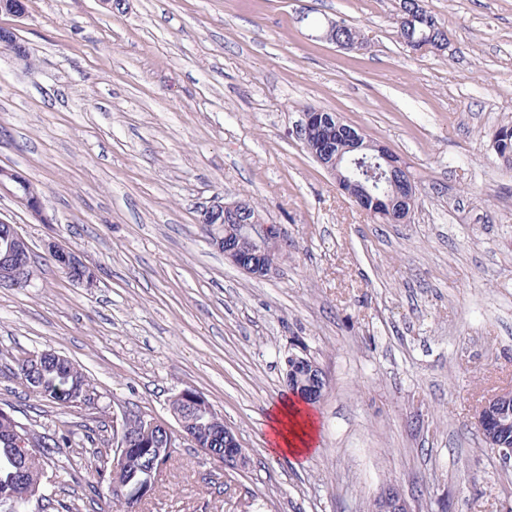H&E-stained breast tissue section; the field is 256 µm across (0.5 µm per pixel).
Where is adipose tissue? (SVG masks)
Segmentation results:
<instances>
[{
	"label": "adipose tissue",
	"instance_id": "1",
	"mask_svg": "<svg viewBox=\"0 0 512 512\" xmlns=\"http://www.w3.org/2000/svg\"><path fill=\"white\" fill-rule=\"evenodd\" d=\"M266 427L271 455L303 463L314 454L318 425L304 400L290 395L280 398L268 410Z\"/></svg>",
	"mask_w": 512,
	"mask_h": 512
}]
</instances>
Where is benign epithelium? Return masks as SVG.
Instances as JSON below:
<instances>
[{"mask_svg": "<svg viewBox=\"0 0 512 512\" xmlns=\"http://www.w3.org/2000/svg\"><path fill=\"white\" fill-rule=\"evenodd\" d=\"M0 42L21 59L29 55L27 46L18 41L15 34L9 30H0ZM300 127L318 129V152L330 159V163H336V117L329 112L307 109L303 112ZM361 163L360 157H352L342 163L345 171L344 193L367 213L379 214L384 210H393L397 221L403 224L408 222L412 213L413 194L416 193L415 185L410 183L405 187L408 194L404 197H396L374 184L368 186L352 175L351 167ZM8 186L13 188L14 197L36 221L41 224L50 223L44 212L40 193L34 184L20 173L0 167V189ZM247 215L248 209L240 201L215 202L201 210L200 221L203 224H224V233L211 235L212 244L224 251L225 259L237 268L254 278H265L277 265L279 227L265 222L257 215L248 220ZM49 251L65 273L68 274L73 269L80 271V275L74 278L73 282L88 288L94 285L95 270L80 254L56 243L49 244ZM27 253L28 244L17 231L13 230L7 235L0 236L1 285L19 288L30 283L32 269L30 263L25 261ZM291 366L294 367L291 378L297 386L299 396L308 402L319 401L326 387V379L318 364L303 352L286 358L285 367ZM175 401L187 407L195 416L203 417L214 425L224 436V447L214 448L210 443L205 445L200 442L192 423L186 421L183 415L175 410L172 414L181 428V433L177 436L163 420L151 415H140L138 431L143 442L146 443L161 433L164 435L166 447L176 448L178 439H187L196 444L209 459L218 462L224 472L247 469L249 458L242 449L237 434L224 423L222 414L218 413L200 392L193 388L184 389L175 397ZM477 424L480 431L488 436L508 432L512 428V392H504L486 400L477 412ZM139 455L140 448L131 444L122 431L118 430L113 434L112 448L100 459L101 469L109 474L113 489L119 491L125 488L127 472ZM30 502L28 473L21 470L15 481V490L9 493L7 500L0 501V512H29ZM373 512H410V509L402 494L390 486L375 500Z\"/></svg>", "mask_w": 512, "mask_h": 512, "instance_id": "1", "label": "benign epithelium"}]
</instances>
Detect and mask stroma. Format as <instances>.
<instances>
[{
    "instance_id": "1",
    "label": "stroma",
    "mask_w": 512,
    "mask_h": 512,
    "mask_svg": "<svg viewBox=\"0 0 512 512\" xmlns=\"http://www.w3.org/2000/svg\"><path fill=\"white\" fill-rule=\"evenodd\" d=\"M0 29V167L28 177L53 221L8 190L0 219L29 245L28 287L0 288V409L38 433L111 439L116 408L172 421L183 389L232 427L249 467L181 441L136 512H369L387 485L411 512H512V463L475 410L512 390V0H425L445 51L399 39L398 0H24ZM328 19L365 47L320 37ZM338 113L407 164L418 203L381 224L336 188L296 136L306 108ZM246 198L278 225L276 270L229 263L199 221ZM81 253L71 282L49 243ZM306 351L327 386L307 464L270 455L284 361ZM55 351L93 403L28 391L18 359ZM49 491L109 512L86 472ZM494 150L499 160L501 158L509 166L512 165V124L497 128L494 133Z\"/></svg>"
}]
</instances>
